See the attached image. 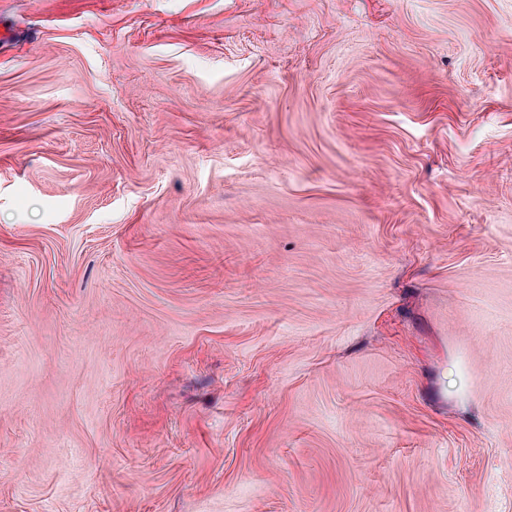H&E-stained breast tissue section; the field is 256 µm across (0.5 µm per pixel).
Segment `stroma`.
I'll return each mask as SVG.
<instances>
[{
    "label": "stroma",
    "instance_id": "1",
    "mask_svg": "<svg viewBox=\"0 0 512 512\" xmlns=\"http://www.w3.org/2000/svg\"><path fill=\"white\" fill-rule=\"evenodd\" d=\"M0 23V512H512V0Z\"/></svg>",
    "mask_w": 512,
    "mask_h": 512
}]
</instances>
